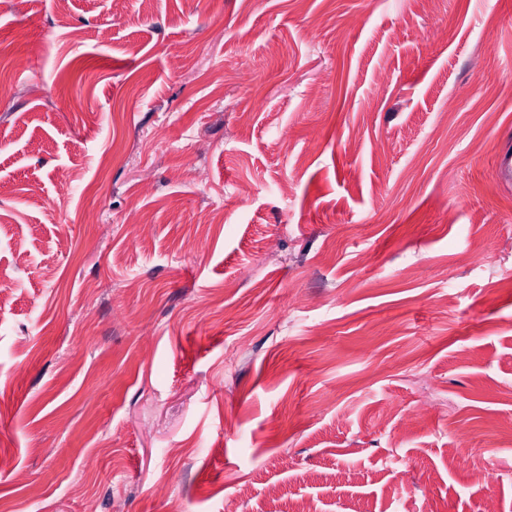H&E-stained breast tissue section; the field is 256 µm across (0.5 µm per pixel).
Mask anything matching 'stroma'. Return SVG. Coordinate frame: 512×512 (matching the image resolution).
I'll return each instance as SVG.
<instances>
[{
  "label": "stroma",
  "mask_w": 512,
  "mask_h": 512,
  "mask_svg": "<svg viewBox=\"0 0 512 512\" xmlns=\"http://www.w3.org/2000/svg\"><path fill=\"white\" fill-rule=\"evenodd\" d=\"M0 72V512H512V0H0Z\"/></svg>",
  "instance_id": "stroma-1"
}]
</instances>
